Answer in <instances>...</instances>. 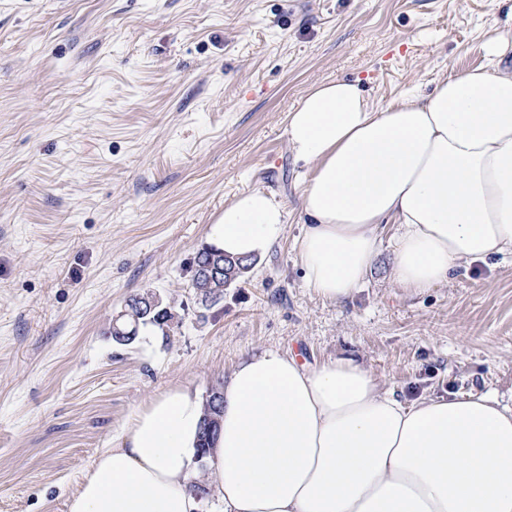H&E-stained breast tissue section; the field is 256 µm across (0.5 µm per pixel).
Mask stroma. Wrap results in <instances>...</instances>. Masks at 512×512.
<instances>
[{
	"label": "stroma",
	"mask_w": 512,
	"mask_h": 512,
	"mask_svg": "<svg viewBox=\"0 0 512 512\" xmlns=\"http://www.w3.org/2000/svg\"><path fill=\"white\" fill-rule=\"evenodd\" d=\"M512 0H0V512H67L130 416L169 387L201 397L246 354L343 356L411 402L512 400V257L416 294L387 227L340 302L308 288L298 165L283 129L314 85L379 107L485 64ZM287 213L248 280L203 308L190 262L225 203ZM174 318L110 336L134 295Z\"/></svg>",
	"instance_id": "35a3bbf8"
}]
</instances>
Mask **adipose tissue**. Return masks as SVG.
Here are the masks:
<instances>
[{
    "label": "adipose tissue",
    "instance_id": "1",
    "mask_svg": "<svg viewBox=\"0 0 512 512\" xmlns=\"http://www.w3.org/2000/svg\"><path fill=\"white\" fill-rule=\"evenodd\" d=\"M486 64L372 106L346 80L313 86L283 134L302 163L308 287L346 299L396 225L391 278L423 292L476 260L512 255V25ZM260 189L225 204L207 234L253 258L283 233ZM207 458L224 512H512V405L490 394L405 402L360 362L310 369L276 349L224 383ZM203 401L174 386L135 411L84 473L68 512H201L193 484Z\"/></svg>",
    "mask_w": 512,
    "mask_h": 512
}]
</instances>
